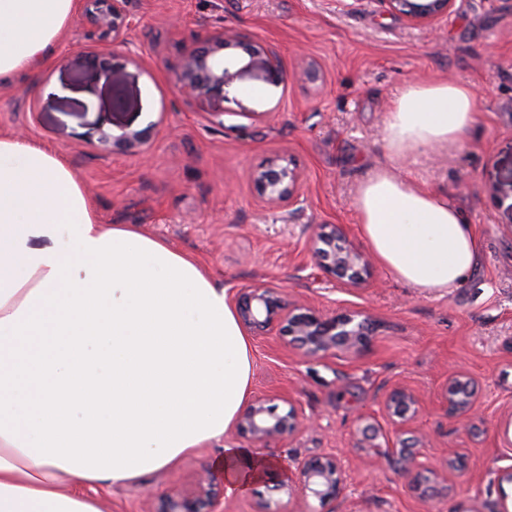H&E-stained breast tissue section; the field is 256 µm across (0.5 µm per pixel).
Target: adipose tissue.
I'll return each mask as SVG.
<instances>
[{
    "label": "adipose tissue",
    "instance_id": "obj_1",
    "mask_svg": "<svg viewBox=\"0 0 512 512\" xmlns=\"http://www.w3.org/2000/svg\"><path fill=\"white\" fill-rule=\"evenodd\" d=\"M75 0H0V81L44 66ZM466 84L416 81L383 131L390 155L462 142ZM375 260L411 287L455 290L482 244L447 197L382 172L355 199ZM249 337L206 266L133 224H104L56 150L0 134V512H102L123 485L220 440L247 405ZM227 491L262 466L225 448Z\"/></svg>",
    "mask_w": 512,
    "mask_h": 512
}]
</instances>
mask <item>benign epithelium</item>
<instances>
[{"label": "benign epithelium", "mask_w": 512, "mask_h": 512, "mask_svg": "<svg viewBox=\"0 0 512 512\" xmlns=\"http://www.w3.org/2000/svg\"><path fill=\"white\" fill-rule=\"evenodd\" d=\"M85 11L103 32L117 38L120 35L126 0H83ZM383 10L399 14L412 25L430 23L437 15L448 11L455 0H372ZM239 46L235 36L220 34L205 46L189 52L176 76L178 91L189 101L204 106L226 92L234 82L247 76H260L276 86L282 75L275 51L263 44L242 47L244 55L229 53ZM86 62L106 80L112 79L113 64L91 54ZM101 141L124 150H142L147 142L146 131L124 130L119 135L104 133ZM251 181L259 197L276 208H291L301 202L303 179L291 160L281 156L268 159L251 173ZM309 249L320 260L329 281L346 288H358L370 276L367 255L350 239L341 224H321L309 239ZM239 323L256 335L276 326L292 337L298 349L309 357L338 352L349 356L369 346L374 324L364 310H347L326 315L310 308L302 312L286 309L280 288L273 285L250 286L231 296ZM481 389L469 374L455 372L441 386L440 399L448 417L461 424L469 422L478 409ZM266 395L256 397L240 413L237 431L257 447L285 437H292L310 424V419L290 407L278 414L269 405ZM421 408L418 396L409 388L397 384L385 395L381 415L360 417L358 447L385 448L384 456L396 469L410 477L409 488L424 497L448 489L447 472L455 468L448 459L444 470L420 461L419 448L423 440L405 437L407 426ZM299 484L305 497L325 504L336 500L341 492L340 467L334 457L297 463L294 474L276 485L288 494ZM188 494L167 495L156 512H216L218 483L209 471L194 474Z\"/></svg>", "instance_id": "1"}]
</instances>
